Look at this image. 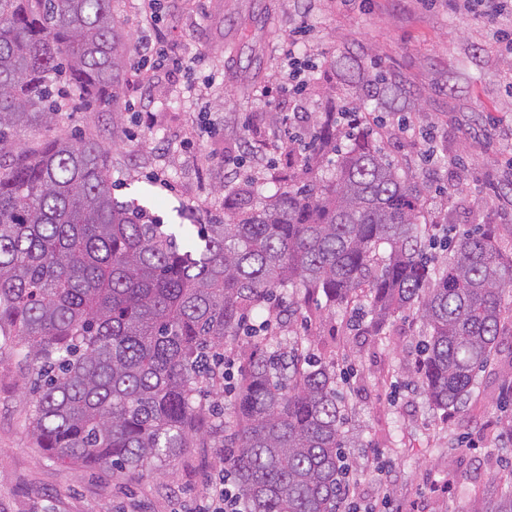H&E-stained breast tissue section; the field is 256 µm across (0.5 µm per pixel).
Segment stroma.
I'll return each instance as SVG.
<instances>
[{"label": "stroma", "mask_w": 512, "mask_h": 512, "mask_svg": "<svg viewBox=\"0 0 512 512\" xmlns=\"http://www.w3.org/2000/svg\"><path fill=\"white\" fill-rule=\"evenodd\" d=\"M163 48L181 66L133 81L121 119L71 99L57 132L108 145L119 201H135L162 217L201 223L224 213L227 157L252 150L241 173L275 187L289 173L275 148L284 117L315 129L326 113L365 103L380 123L374 136L401 173L419 185L431 233L479 226L512 251V14L492 24L463 0H162ZM129 40L128 69L149 31L143 0H116ZM345 55L399 85L403 98L349 82L336 68ZM307 65L299 98L269 92ZM410 132L399 130L400 122ZM435 143L439 164L425 159ZM462 158L459 166L448 158ZM368 302L302 305L285 333L313 334L316 352L336 360L338 389L349 408L344 455L364 499L388 498L393 512H475L473 474L489 476L512 461L499 439L512 414L504 379L512 375V334L475 378L469 408L449 417L431 410L414 367L418 324L392 319L386 335H361ZM14 343L0 345V512H206L224 456L212 440L163 473L135 478L78 464L61 466L36 448L28 430L30 399L22 388Z\"/></svg>", "instance_id": "obj_1"}]
</instances>
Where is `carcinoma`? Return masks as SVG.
Returning a JSON list of instances; mask_svg holds the SVG:
<instances>
[{"label":"carcinoma","mask_w":512,"mask_h":512,"mask_svg":"<svg viewBox=\"0 0 512 512\" xmlns=\"http://www.w3.org/2000/svg\"><path fill=\"white\" fill-rule=\"evenodd\" d=\"M112 0H0V150L19 127L34 150L0 163V335L17 340L36 447L114 474L160 470L200 433L224 449L243 512H339L347 413L333 363L278 334L298 300H369L365 331L410 311L416 375L436 411L458 412L497 350L512 255L484 230L440 263L424 254L420 188L368 133L328 120L299 157L310 180L251 206L224 185V219L189 228L112 196L109 151L53 132L59 85L116 110L130 78ZM336 65L372 84L353 59ZM346 144H341V140ZM336 155L334 170L316 176ZM249 340L228 418L224 349ZM481 512H512V470Z\"/></svg>","instance_id":"obj_1"}]
</instances>
